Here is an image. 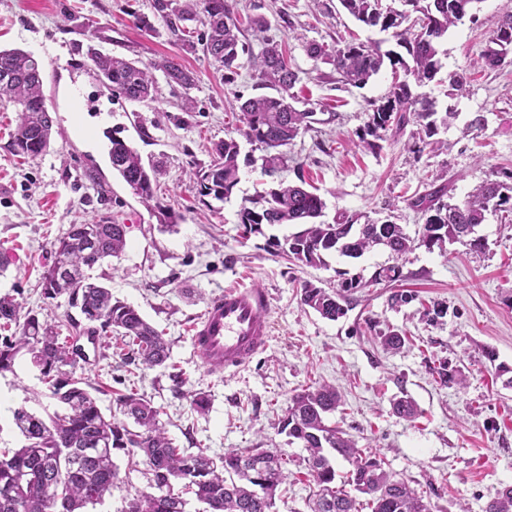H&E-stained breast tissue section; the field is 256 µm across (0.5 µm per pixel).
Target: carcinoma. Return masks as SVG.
Masks as SVG:
<instances>
[{
  "label": "carcinoma",
  "instance_id": "cac0c4a2",
  "mask_svg": "<svg viewBox=\"0 0 512 512\" xmlns=\"http://www.w3.org/2000/svg\"><path fill=\"white\" fill-rule=\"evenodd\" d=\"M401 8H382L381 0H339L357 21L390 33L396 45L405 49L381 51L376 42H351L332 50L318 43L308 44L307 54L334 66L343 82L365 87L385 65L402 70L404 79L392 83L373 112L360 142L369 147L388 131L399 133L409 121L419 126V139L438 134V125H448L452 112L438 117L436 102L412 96L410 83L432 81L442 68L439 43L450 27L468 14L477 0H399ZM153 16L162 21L187 53L202 51L224 78L237 74L242 21L231 0H152ZM196 22L202 30L191 36L186 23ZM256 33L264 34L263 48L252 60L258 85L276 91L258 95L240 105L243 128L240 135L259 146L262 169L269 176L284 166L281 148L288 146L307 129L315 112L292 104V89L298 77L288 62V54L278 41L265 35L269 28L263 17L249 19ZM491 47L485 53L486 65L499 66L512 48V14L492 30ZM93 72L112 90L115 98L144 101L153 97L155 77L161 71L168 84L188 90L195 86V74L181 63L163 58L150 67L90 49ZM17 108L14 130L7 149L15 156L36 159L50 146L53 119L44 93L43 66L32 55L18 48H0V107ZM237 139L230 137L215 145L207 165H194L190 181L200 197L222 201L239 182ZM112 171L116 172L142 203L154 200L152 174L140 154L128 143L112 136L109 149ZM409 206L421 211L424 222L413 239L399 224H360V216L336 214L332 224L320 220L325 202L320 195L301 185L279 179L241 208L240 237L247 240L262 233L266 224H299L303 229L280 241L270 238L267 247L292 263L320 267L326 257L337 253L359 259L376 248L386 249L394 263L379 267L371 283H393L401 277L399 260L414 245L428 251L446 253V244L459 242L469 250L485 249L483 236L472 233L484 223L486 213H512V184L490 181L478 185L461 202L448 195L443 179L428 193L409 199ZM128 226L102 218L90 224H72L54 243L51 262L44 266L41 293L46 299L62 294L79 309L85 327L69 318L73 329L93 344L120 336L133 360L145 368L164 367L170 358V345L133 306L112 299L111 289L90 275L108 257L119 256L126 246ZM368 287L358 277L341 281L329 290L306 281L300 301L322 318L336 321L347 312L351 297ZM77 336H60L58 326L40 319L14 298L0 297V372L12 370L18 355H27L39 370L60 410L44 418L24 408L12 412V423L22 438L18 448H0V512H88V508L112 495L120 483V469L114 451L122 450L128 464L142 465L150 492H142L128 503L126 512H188L185 495L191 494L204 505L202 512H274L277 490L287 478L288 458L278 451L226 448L211 457L200 448L190 452L174 445L160 424V410L136 392L121 394L117 405L121 417L105 415L91 385L76 376L78 360L84 357ZM407 337L391 329L381 335L382 345L399 351ZM335 387L320 383L295 394L281 420L279 431L288 442H299L308 451L305 459L314 488L309 495L310 512H359L360 502L346 490L369 496L370 512H430L422 496L407 481L394 478L382 461L360 452L343 430L327 424V417L342 406ZM351 466L347 480L336 485V457ZM484 512H512V485L498 490Z\"/></svg>",
  "mask_w": 512,
  "mask_h": 512
}]
</instances>
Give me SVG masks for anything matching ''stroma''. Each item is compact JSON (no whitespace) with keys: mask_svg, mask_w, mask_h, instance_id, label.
Returning <instances> with one entry per match:
<instances>
[{"mask_svg":"<svg viewBox=\"0 0 512 512\" xmlns=\"http://www.w3.org/2000/svg\"><path fill=\"white\" fill-rule=\"evenodd\" d=\"M240 15H263L268 34L285 45L298 81L293 89L315 116L309 130L286 146L282 176L305 179L326 203L325 219L345 210L372 221L391 220L410 236L423 222L409 207L430 181L446 174L455 200H463L486 180L512 178V53L498 68L486 67L483 53L499 19L512 14V0H475L466 17L451 27L439 57L438 80L419 89L438 111L455 117L440 130L438 145L418 146L417 126L387 134L377 147L360 143L372 101L392 83L383 68L365 87L342 82L330 64L310 58L309 43L335 45L356 34L361 40L394 48L386 33L356 22L339 0H237ZM151 0H0V48L22 49L44 68V93L53 117L51 145L33 160L4 148L15 126V110H0V251L10 259L0 273V296L10 295L26 309L52 314L62 335H71L68 317H79L67 296L46 299L40 278L54 242L69 225L111 217L128 225L120 257L96 269L112 296L134 306L170 343V365L145 369L130 364L119 338L90 350L77 372L99 388L104 413H117L116 398L130 388L159 407L160 422L175 445L207 454L227 448H267L288 458V480L278 492L275 512H307L309 476L301 444L289 443L278 423L290 398L326 382L343 395L332 416L363 453L381 458L386 469L430 506L431 512H484L504 485L512 484V221L489 213L480 227L487 249L476 254L459 243L446 254L418 246L402 263V285L417 301L393 308L385 288L355 293L347 314L323 319L300 302L303 282L333 288L342 274L371 278L388 260L378 249L358 259L330 254L325 266L302 267L271 253L268 236L288 237L295 224L265 227L249 240L238 236L239 212L247 199L266 188L260 151L242 144L239 182L228 199L198 198L191 188V163L206 164L214 143L237 136L239 98L259 94L250 57L260 37L245 30L249 51L239 58L233 81L203 54H187L162 21L138 26L135 15L150 14ZM148 64L176 59L198 75L190 91L168 85L156 73L157 98L118 100L91 69L89 49ZM468 76L465 91L448 93V76ZM195 111L182 108L183 95ZM479 131H467L474 115ZM121 138L144 163L163 168L158 201L175 215L173 229L159 225L112 173L108 136ZM257 285L271 295L272 335L265 351L236 370H207L191 352L190 328L207 303L230 285ZM448 308L442 321L422 319L420 302ZM396 329L409 342L397 353L384 349L381 332ZM447 361L464 385H441L430 368ZM0 391L10 400L0 407V448L20 438L11 425L14 409L41 415L56 403L39 380L28 356L13 371L0 373ZM205 393L206 412L193 409V393ZM418 406L415 418L396 416L401 397ZM121 482L93 512H124L148 484L124 453H117Z\"/></svg>","mask_w":512,"mask_h":512,"instance_id":"stroma-1","label":"stroma"}]
</instances>
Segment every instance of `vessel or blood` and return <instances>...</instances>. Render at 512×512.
<instances>
[{"instance_id": "b4317fda", "label": "vessel or blood", "mask_w": 512, "mask_h": 512, "mask_svg": "<svg viewBox=\"0 0 512 512\" xmlns=\"http://www.w3.org/2000/svg\"><path fill=\"white\" fill-rule=\"evenodd\" d=\"M270 295L257 286L226 287L191 328V348L208 369L242 368L270 339Z\"/></svg>"}]
</instances>
